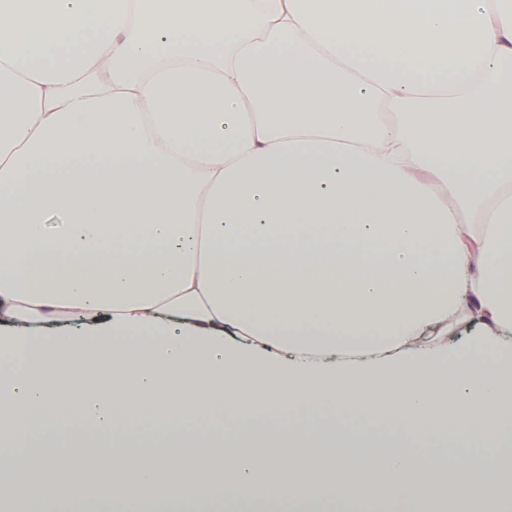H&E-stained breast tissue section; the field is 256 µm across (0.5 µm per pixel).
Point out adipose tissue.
Listing matches in <instances>:
<instances>
[{
	"instance_id": "1",
	"label": "adipose tissue",
	"mask_w": 512,
	"mask_h": 512,
	"mask_svg": "<svg viewBox=\"0 0 512 512\" xmlns=\"http://www.w3.org/2000/svg\"><path fill=\"white\" fill-rule=\"evenodd\" d=\"M5 85L0 467L37 480L0 512L91 483L391 512L377 476L410 512H512V0H0ZM359 417L391 428L374 470ZM132 422L166 445L135 467Z\"/></svg>"
}]
</instances>
